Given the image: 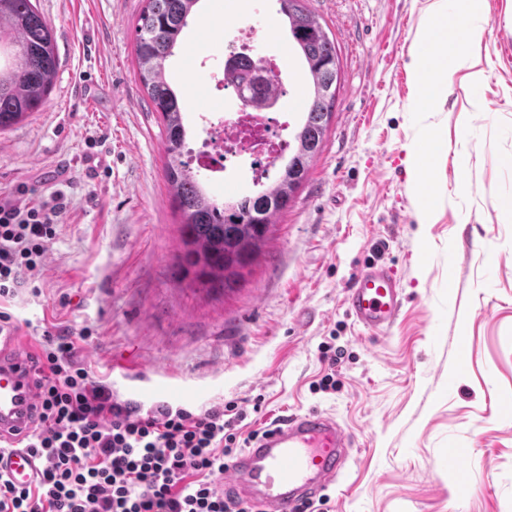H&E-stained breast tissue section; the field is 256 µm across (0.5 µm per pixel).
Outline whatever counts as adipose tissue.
<instances>
[{
  "mask_svg": "<svg viewBox=\"0 0 512 512\" xmlns=\"http://www.w3.org/2000/svg\"><path fill=\"white\" fill-rule=\"evenodd\" d=\"M484 16L485 0H435L408 63L416 84L417 109L432 111L447 98L457 71H465L473 86L487 80V69L474 64L468 52L469 45L483 37Z\"/></svg>",
  "mask_w": 512,
  "mask_h": 512,
  "instance_id": "adipose-tissue-1",
  "label": "adipose tissue"
}]
</instances>
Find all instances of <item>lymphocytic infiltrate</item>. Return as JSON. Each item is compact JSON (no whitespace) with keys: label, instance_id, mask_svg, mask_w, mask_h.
<instances>
[{"label":"lymphocytic infiltrate","instance_id":"1","mask_svg":"<svg viewBox=\"0 0 512 512\" xmlns=\"http://www.w3.org/2000/svg\"><path fill=\"white\" fill-rule=\"evenodd\" d=\"M26 188L0 198V299L44 270L63 192L26 203ZM90 328L38 336L34 427L22 445L41 460L38 480L19 487L0 477V512H254L224 491L246 418L233 401L198 410L120 399L77 359Z\"/></svg>","mask_w":512,"mask_h":512}]
</instances>
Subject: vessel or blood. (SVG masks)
I'll use <instances>...</instances> for the list:
<instances>
[{"instance_id": "1", "label": "vessel or blood", "mask_w": 512, "mask_h": 512, "mask_svg": "<svg viewBox=\"0 0 512 512\" xmlns=\"http://www.w3.org/2000/svg\"><path fill=\"white\" fill-rule=\"evenodd\" d=\"M344 303L364 329L380 332L397 319L402 297L389 269L372 264L357 271ZM17 336L0 334V443L12 451L0 457V475L17 485L33 484L38 457L20 448L31 423L32 377L15 352ZM354 443L334 417L318 412L288 416L272 433L243 449L226 483L261 512H294L301 500L335 483L351 459Z\"/></svg>"}]
</instances>
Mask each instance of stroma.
Listing matches in <instances>:
<instances>
[{
	"instance_id": "obj_1",
	"label": "stroma",
	"mask_w": 512,
	"mask_h": 512,
	"mask_svg": "<svg viewBox=\"0 0 512 512\" xmlns=\"http://www.w3.org/2000/svg\"><path fill=\"white\" fill-rule=\"evenodd\" d=\"M432 2L306 0L340 59L330 129L251 274L221 297L170 279L179 218L159 115L135 77L143 0H37L58 71L46 105L0 132V197L24 185L39 203L59 188L70 206L43 273L6 303L19 353L36 350L37 329L87 326L79 357L121 398L234 400L251 430L331 414L354 458L314 512H512V214L501 209L512 199V0H486L484 35L469 48L488 80L473 88L457 72L441 108L422 112L406 65ZM241 28L283 75L274 118L298 126L307 76L277 0L232 12L200 0L166 62L184 120L237 108L201 62ZM432 130L452 151L430 161L438 208L423 221L407 158ZM252 190L247 157L209 179L224 200ZM374 260L397 273L403 296L375 335L343 304ZM326 351L339 359L328 389Z\"/></svg>"
}]
</instances>
